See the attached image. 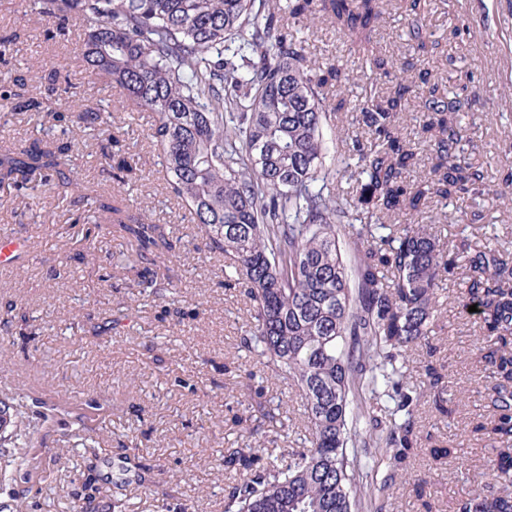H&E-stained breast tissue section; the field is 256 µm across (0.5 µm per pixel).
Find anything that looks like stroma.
Returning <instances> with one entry per match:
<instances>
[{"mask_svg":"<svg viewBox=\"0 0 512 512\" xmlns=\"http://www.w3.org/2000/svg\"><path fill=\"white\" fill-rule=\"evenodd\" d=\"M30 5L0 0V36L12 38L0 80L35 63L57 67L83 104L111 109L116 91L89 77L75 55L84 24L69 41L48 40ZM414 19L433 41L421 58L408 38ZM308 38L317 64L340 61L350 76L345 95L355 99L368 77L362 53L328 22ZM369 49L416 57L432 78H446L449 96L472 103L465 121L477 148L470 159L490 192L432 203L419 223L445 241L462 234L512 249V0H420L413 16L388 0ZM152 122L146 111L115 114L146 171L132 199L186 245L170 268L179 276L177 305L195 310V318L178 321L167 300L133 288V250L120 233H89L102 221L94 200L113 190L95 134H77L85 223H72L70 201L44 186L36 190L40 209L22 213L18 202L0 199V227L33 244L21 269H0V404L21 423L17 440L0 447V512H224L225 449L251 446L277 456L305 444L304 405L289 380L271 377L246 352L238 370H224L247 327L248 306L239 290L222 288L223 258L191 247L194 228L162 189L163 158L147 140ZM474 209L483 214L475 224ZM460 292L457 279L445 281L435 336L460 402L449 417L429 403L419 411L423 430L455 453L440 463L420 454L410 470L427 480L435 512H451L453 499L495 475L471 433L488 413L475 359L479 331L457 306ZM276 407L286 411L287 427L267 425L252 435L240 422Z\"/></svg>","mask_w":512,"mask_h":512,"instance_id":"1","label":"stroma"}]
</instances>
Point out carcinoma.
<instances>
[{"label": "carcinoma", "instance_id": "carcinoma-1", "mask_svg": "<svg viewBox=\"0 0 512 512\" xmlns=\"http://www.w3.org/2000/svg\"><path fill=\"white\" fill-rule=\"evenodd\" d=\"M48 35L67 40L73 22L88 28L80 52L85 71L103 78L126 105L153 114L147 139L163 155L164 190L188 210L197 236L225 259L227 286L249 301V330L240 348L285 374L303 400L309 446L280 457L252 448L224 451V512H354L360 478L380 477L379 492L396 485L422 496L427 482L407 478L410 461L432 435L418 425L429 398L451 414L458 399L450 375L433 365L438 292L461 276L458 305H477L483 338L477 360L489 371L484 395L491 427L484 449L498 478L457 500L452 512H512V250L477 247L461 236L447 246L427 224L399 219L431 198H473L485 186L470 162L475 148L464 123L471 108L448 97L429 72L407 77L414 63L367 59L372 82L355 101L344 97L349 75L309 56L316 14L349 39L370 41L384 0H33ZM38 95L26 78L0 82V99L36 125L67 135L95 129L106 144L103 171L117 186L97 210L135 246L136 287H157L158 263L178 241L122 196L145 179L123 149L112 112L74 104L61 70H37ZM336 86V104L330 86ZM420 108L417 141L401 116ZM338 129L342 166L324 156V125L344 109ZM429 148L421 155L419 145ZM74 137L0 145V190L30 210L36 179L62 196L79 194L71 168ZM427 162V176L409 181ZM357 183L344 195L338 175ZM346 238L340 246V238ZM426 348L423 389L406 385L409 356ZM369 394L365 460L349 456L360 413L356 390Z\"/></svg>", "mask_w": 512, "mask_h": 512}]
</instances>
